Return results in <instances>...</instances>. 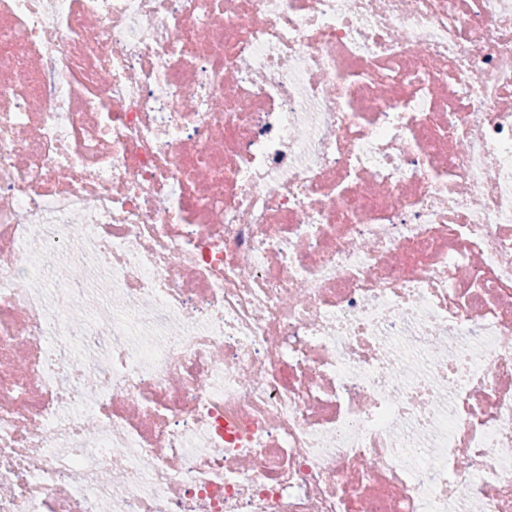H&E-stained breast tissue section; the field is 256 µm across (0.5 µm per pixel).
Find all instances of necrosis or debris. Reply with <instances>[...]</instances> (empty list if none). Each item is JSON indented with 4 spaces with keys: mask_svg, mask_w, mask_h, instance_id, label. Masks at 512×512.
<instances>
[{
    "mask_svg": "<svg viewBox=\"0 0 512 512\" xmlns=\"http://www.w3.org/2000/svg\"><path fill=\"white\" fill-rule=\"evenodd\" d=\"M0 512H512V0H0Z\"/></svg>",
    "mask_w": 512,
    "mask_h": 512,
    "instance_id": "1",
    "label": "necrosis or debris"
}]
</instances>
